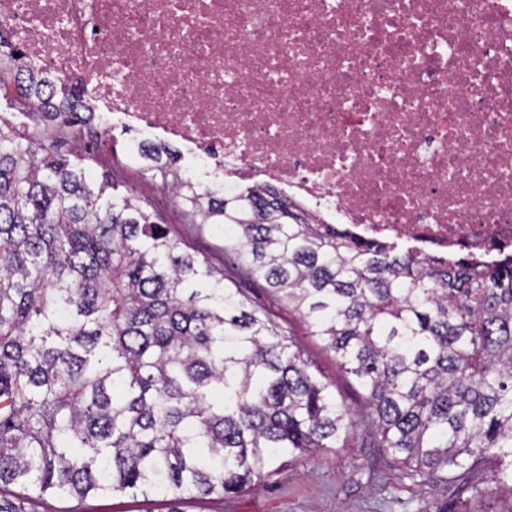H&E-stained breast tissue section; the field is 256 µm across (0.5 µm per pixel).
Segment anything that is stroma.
I'll return each mask as SVG.
<instances>
[{
	"label": "stroma",
	"mask_w": 512,
	"mask_h": 512,
	"mask_svg": "<svg viewBox=\"0 0 512 512\" xmlns=\"http://www.w3.org/2000/svg\"><path fill=\"white\" fill-rule=\"evenodd\" d=\"M130 136L113 127L104 135L87 132L84 141H57L58 153L92 150L104 168L139 195L149 197L169 229L180 235L183 248H194L219 260L224 256V237L213 231L198 236L184 232L182 216L172 201L140 166L126 156ZM250 295L271 307L283 322L289 323L295 339L312 361L315 370L329 381L359 414L361 392L353 378L344 374L334 355L309 336L306 325L287 305L279 301L261 282L248 285ZM463 497L455 488L441 482L415 483L402 468L372 458L368 448H341L315 456L279 471L268 485L223 498L210 496L175 503L171 496L159 494L150 500L129 495L71 498L47 495L29 503L27 512H461Z\"/></svg>",
	"instance_id": "35a3bbf8"
}]
</instances>
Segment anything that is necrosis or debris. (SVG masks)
<instances>
[{
    "mask_svg": "<svg viewBox=\"0 0 512 512\" xmlns=\"http://www.w3.org/2000/svg\"><path fill=\"white\" fill-rule=\"evenodd\" d=\"M0 35L56 82L28 133L73 110L363 242L512 250V0H0Z\"/></svg>",
    "mask_w": 512,
    "mask_h": 512,
    "instance_id": "necrosis-or-debris-1",
    "label": "necrosis or debris"
}]
</instances>
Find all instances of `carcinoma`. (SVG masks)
Masks as SVG:
<instances>
[{"mask_svg":"<svg viewBox=\"0 0 512 512\" xmlns=\"http://www.w3.org/2000/svg\"><path fill=\"white\" fill-rule=\"evenodd\" d=\"M10 112H31L23 73ZM0 119V512L56 494H237L318 451L374 448L412 481L512 512V256L449 263L364 244L280 192L217 194L142 152L184 226L307 323L361 416L224 267L91 155Z\"/></svg>","mask_w":512,"mask_h":512,"instance_id":"obj_1","label":"carcinoma"}]
</instances>
